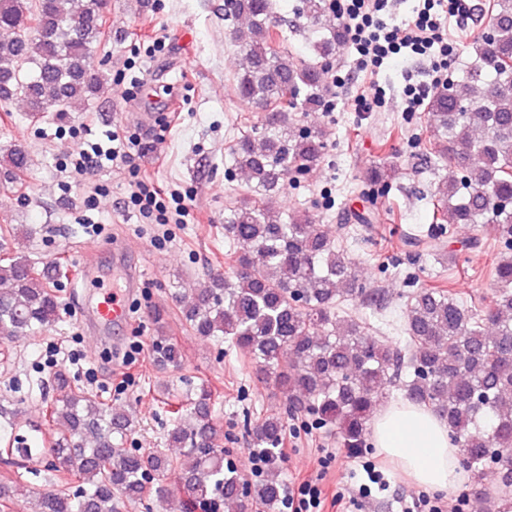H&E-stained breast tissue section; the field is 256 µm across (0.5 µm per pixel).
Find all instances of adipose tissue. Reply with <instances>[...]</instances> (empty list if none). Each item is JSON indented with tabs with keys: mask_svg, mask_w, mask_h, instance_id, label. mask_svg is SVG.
Segmentation results:
<instances>
[{
	"mask_svg": "<svg viewBox=\"0 0 512 512\" xmlns=\"http://www.w3.org/2000/svg\"><path fill=\"white\" fill-rule=\"evenodd\" d=\"M376 448L413 483L444 491L461 480L459 448L434 411L408 400L384 405L372 425Z\"/></svg>",
	"mask_w": 512,
	"mask_h": 512,
	"instance_id": "adipose-tissue-1",
	"label": "adipose tissue"
}]
</instances>
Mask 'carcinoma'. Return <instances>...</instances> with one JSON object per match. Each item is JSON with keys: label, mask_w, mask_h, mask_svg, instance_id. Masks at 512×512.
<instances>
[{"label": "carcinoma", "mask_w": 512, "mask_h": 512, "mask_svg": "<svg viewBox=\"0 0 512 512\" xmlns=\"http://www.w3.org/2000/svg\"><path fill=\"white\" fill-rule=\"evenodd\" d=\"M288 34L273 25L276 0H229L224 20L242 56L233 81L242 101L267 113L261 130L235 143L232 167L254 199L226 209L228 272L208 278L185 325L202 338L243 351L283 395L286 414L331 426L342 447L367 448L377 404L397 386L411 401L432 408L466 456L474 495L483 512L512 497V0L489 3L485 30L473 37L448 85L427 102L437 169L433 220L483 224L502 245L488 304L472 309L442 288H416L406 300L404 345L367 334L345 301H380L356 275L336 240L307 211L272 214L282 182L319 164L318 131H292L298 113L325 101V76L347 44L333 23L329 0H287ZM104 0H0V99L21 98L30 117L66 113L98 94L108 77L91 67L103 35ZM17 182L30 169L27 152L0 154V169ZM396 170L388 163L363 173L369 186L387 189ZM56 268L15 256L0 246V340L29 336L60 319ZM156 361L182 366L180 345L158 336ZM63 396L50 402L51 466L79 493L39 494L31 512H119L126 501L170 494L175 479L187 491L178 512H210L220 503L240 512L247 502L275 512L282 483L278 464L286 431L282 416L265 417L252 447L265 449L270 472L250 484L224 464L221 431L213 419L214 392L206 380L162 392L171 428L167 443L182 456L127 448L129 414L53 375ZM0 407V445L20 452L12 421ZM494 470V486L485 482Z\"/></svg>", "instance_id": "carcinoma-1"}]
</instances>
